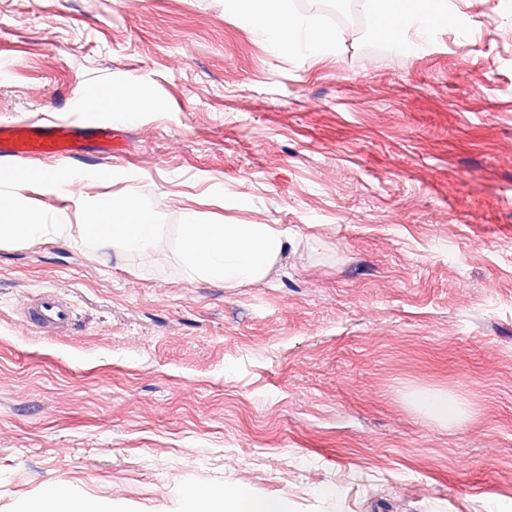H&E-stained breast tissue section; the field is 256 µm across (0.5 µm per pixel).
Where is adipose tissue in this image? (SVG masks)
<instances>
[{
  "label": "adipose tissue",
  "instance_id": "ef3b65f1",
  "mask_svg": "<svg viewBox=\"0 0 512 512\" xmlns=\"http://www.w3.org/2000/svg\"><path fill=\"white\" fill-rule=\"evenodd\" d=\"M364 8L374 21L373 36L392 43L400 39L410 46L430 35V15H447L448 0H426L421 9L400 8L399 0H365ZM224 12L262 37L274 52L314 59L341 51L340 33L322 25L316 15L293 12L288 0H224ZM161 231L151 209L132 198L96 199L75 222L65 212L47 220L15 197L0 195V241L76 237L94 247L143 254ZM180 246L189 276L231 288L262 280L286 250L288 238L271 224H203L195 211L187 210ZM192 503L200 512H285L284 502L254 497L243 488L204 490L193 495Z\"/></svg>",
  "mask_w": 512,
  "mask_h": 512
}]
</instances>
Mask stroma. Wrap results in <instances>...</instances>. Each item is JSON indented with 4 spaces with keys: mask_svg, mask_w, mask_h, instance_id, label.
Instances as JSON below:
<instances>
[{
    "mask_svg": "<svg viewBox=\"0 0 512 512\" xmlns=\"http://www.w3.org/2000/svg\"><path fill=\"white\" fill-rule=\"evenodd\" d=\"M448 14L415 50L357 29L308 60L224 0H0V122L82 123L107 85L157 102L71 192L12 195L48 217L135 198L164 226L142 255L0 243V512L52 483L112 512L237 486L288 512H512V0ZM186 209L288 248L258 282L189 278ZM46 288L67 335L22 318ZM435 394L459 421L416 409Z\"/></svg>",
    "mask_w": 512,
    "mask_h": 512,
    "instance_id": "stroma-1",
    "label": "stroma"
}]
</instances>
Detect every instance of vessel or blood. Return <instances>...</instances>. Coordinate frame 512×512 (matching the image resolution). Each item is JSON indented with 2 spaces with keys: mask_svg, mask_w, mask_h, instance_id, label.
Returning <instances> with one entry per match:
<instances>
[{
  "mask_svg": "<svg viewBox=\"0 0 512 512\" xmlns=\"http://www.w3.org/2000/svg\"><path fill=\"white\" fill-rule=\"evenodd\" d=\"M90 136L101 142L104 149H112L111 122L94 115L80 125L59 121L1 122L0 157L19 167L34 158L70 163L86 156V139ZM23 314L31 328L58 333L71 325L72 304L65 295L47 289L27 300Z\"/></svg>",
  "mask_w": 512,
  "mask_h": 512,
  "instance_id": "b4317fda",
  "label": "vessel or blood"
}]
</instances>
